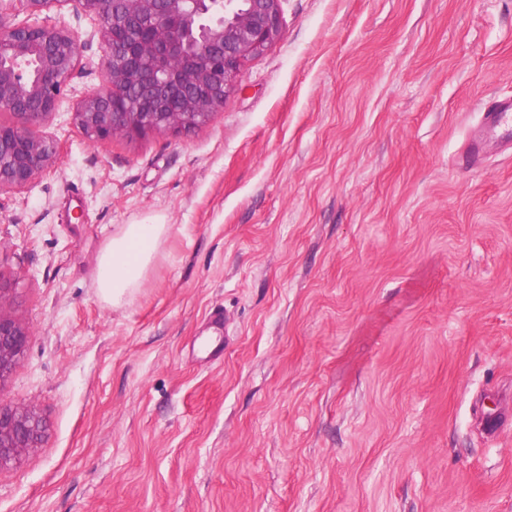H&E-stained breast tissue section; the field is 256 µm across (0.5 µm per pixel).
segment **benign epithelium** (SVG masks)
Here are the masks:
<instances>
[{"label": "benign epithelium", "mask_w": 512, "mask_h": 512, "mask_svg": "<svg viewBox=\"0 0 512 512\" xmlns=\"http://www.w3.org/2000/svg\"><path fill=\"white\" fill-rule=\"evenodd\" d=\"M283 0H0V194L21 192L57 163L41 128L59 111L81 61L78 35L48 13L74 4L98 22L101 83L79 100L72 124L94 143L199 128L224 108L245 60L282 31ZM29 333L0 287V383L24 354ZM35 410L0 397V469L44 440Z\"/></svg>", "instance_id": "1"}]
</instances>
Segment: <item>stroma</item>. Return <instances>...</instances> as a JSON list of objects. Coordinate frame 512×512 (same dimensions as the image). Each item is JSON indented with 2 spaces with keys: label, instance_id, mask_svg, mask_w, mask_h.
Instances as JSON below:
<instances>
[{
  "label": "stroma",
  "instance_id": "35a3bbf8",
  "mask_svg": "<svg viewBox=\"0 0 512 512\" xmlns=\"http://www.w3.org/2000/svg\"><path fill=\"white\" fill-rule=\"evenodd\" d=\"M282 8L206 125L104 144L71 124L101 42L60 15L58 162L0 196V396L45 425L0 512H512V151L455 165L512 98V0ZM125 224L170 231L114 306ZM5 291L0 282V385L24 354L29 336L11 315Z\"/></svg>",
  "mask_w": 512,
  "mask_h": 512
}]
</instances>
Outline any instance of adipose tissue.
I'll return each mask as SVG.
<instances>
[{
    "mask_svg": "<svg viewBox=\"0 0 512 512\" xmlns=\"http://www.w3.org/2000/svg\"><path fill=\"white\" fill-rule=\"evenodd\" d=\"M169 230L165 224H126L104 245L96 265L102 298L120 304L141 286Z\"/></svg>",
    "mask_w": 512,
    "mask_h": 512,
    "instance_id": "obj_1",
    "label": "adipose tissue"
}]
</instances>
